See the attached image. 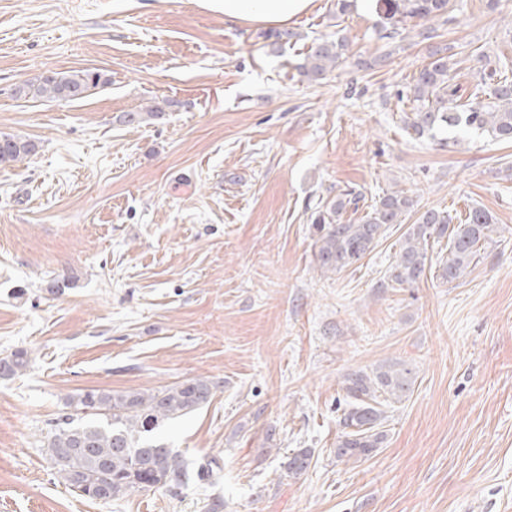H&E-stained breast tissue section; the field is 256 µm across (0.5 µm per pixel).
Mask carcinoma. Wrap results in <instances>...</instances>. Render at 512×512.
Returning <instances> with one entry per match:
<instances>
[{"mask_svg": "<svg viewBox=\"0 0 512 512\" xmlns=\"http://www.w3.org/2000/svg\"><path fill=\"white\" fill-rule=\"evenodd\" d=\"M449 0H385L387 16L401 22L406 18L428 23L448 13ZM347 49L344 39L323 40L306 52L298 65L300 76L309 81L325 78L336 68ZM490 57L478 58L476 73L480 83L468 97L451 83L448 56L435 51L410 86L414 103L405 128L416 137L433 140L444 132H476L491 139L512 142V82L507 72L512 60L497 59L489 68ZM108 83L96 69H78L40 75L35 81L18 85L13 95L19 98H45L49 101H77ZM170 99L150 105L143 112H126L123 123L159 121ZM0 143V166L10 165L36 152L37 144L14 134ZM360 197L338 196L325 201L312 216L316 227L315 261L330 273L360 263L393 224H400L413 207V199L403 189L391 190L372 206L360 224L342 222L346 205L358 204ZM496 232L492 216L481 208L469 211L466 223L455 224L451 214L428 210L403 234L395 260L385 273L389 285L412 286L426 271L430 242L448 240V259L439 266L438 276L451 284L464 278L478 263L485 243ZM28 350L19 348L0 358V377L14 376L28 367ZM417 372L406 363L381 364L369 371L354 370L343 380L347 406L340 424L342 435L336 441V459L358 461L368 458L386 438L381 430L383 412L378 398L399 402L408 397ZM218 383L204 377L187 379L174 386L152 391L112 393L89 389L72 400L76 414L60 419L47 446L46 455L55 474L70 490L88 500H115L143 491H173L186 484L187 467L182 455L163 443L148 439V434L164 423L177 420L206 405ZM311 453L300 449L285 457L283 467L296 477L310 464Z\"/></svg>", "mask_w": 512, "mask_h": 512, "instance_id": "obj_1", "label": "carcinoma"}]
</instances>
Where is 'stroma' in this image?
<instances>
[{"label":"stroma","instance_id":"obj_1","mask_svg":"<svg viewBox=\"0 0 512 512\" xmlns=\"http://www.w3.org/2000/svg\"><path fill=\"white\" fill-rule=\"evenodd\" d=\"M432 37L382 10L314 0L271 45L272 27L229 26L211 0H0V133L37 152L0 167V512H512V143L412 138L413 75L445 51L472 92L475 58L512 56V0H451ZM348 49L326 78L296 67L318 39ZM95 68L86 99L12 96L40 73ZM169 98L164 120L124 113ZM416 213L488 211L484 259L446 283L435 269L382 287L406 224L361 265L321 274L311 214L354 192L361 223L383 192ZM68 279L62 294L44 286ZM412 364L417 381L384 403L386 438L337 461L345 374ZM217 381L210 402L156 429L190 478L175 492L88 500L59 482L45 446L86 389L156 390ZM310 449L299 477L284 456ZM217 459L216 483L198 481ZM30 363L27 349L19 348L5 358H0V377L14 376L26 370Z\"/></svg>","mask_w":512,"mask_h":512}]
</instances>
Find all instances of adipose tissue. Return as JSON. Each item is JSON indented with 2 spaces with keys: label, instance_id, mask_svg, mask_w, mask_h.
Listing matches in <instances>:
<instances>
[{
  "label": "adipose tissue",
  "instance_id": "obj_1",
  "mask_svg": "<svg viewBox=\"0 0 512 512\" xmlns=\"http://www.w3.org/2000/svg\"><path fill=\"white\" fill-rule=\"evenodd\" d=\"M225 23L281 26L307 13L313 0H220Z\"/></svg>",
  "mask_w": 512,
  "mask_h": 512
}]
</instances>
